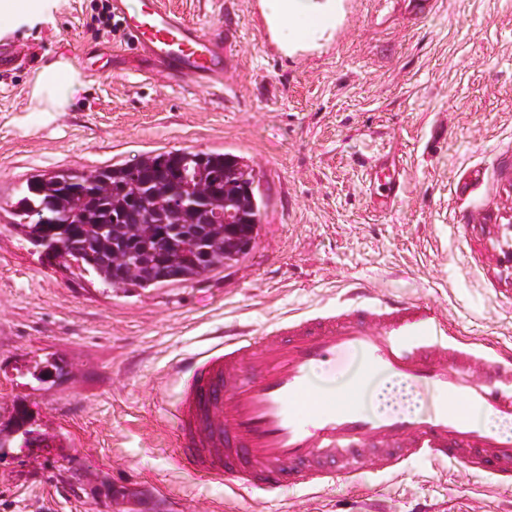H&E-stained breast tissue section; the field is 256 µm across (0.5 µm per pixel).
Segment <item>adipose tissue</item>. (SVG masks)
I'll use <instances>...</instances> for the list:
<instances>
[{
  "label": "adipose tissue",
  "mask_w": 512,
  "mask_h": 512,
  "mask_svg": "<svg viewBox=\"0 0 512 512\" xmlns=\"http://www.w3.org/2000/svg\"><path fill=\"white\" fill-rule=\"evenodd\" d=\"M266 18L278 20V39L284 46L318 45L330 39L338 22L336 0H261ZM74 78L61 60L49 62L38 74L33 99L39 111L56 112L67 104ZM373 406L381 412L408 411L422 405L417 393L397 380L380 383L372 396Z\"/></svg>",
  "instance_id": "ef3b65f1"
}]
</instances>
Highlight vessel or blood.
<instances>
[{"mask_svg": "<svg viewBox=\"0 0 512 512\" xmlns=\"http://www.w3.org/2000/svg\"><path fill=\"white\" fill-rule=\"evenodd\" d=\"M126 43L172 80L223 90L229 67L222 28H206L161 0H112ZM17 40L0 37V71L20 63ZM379 212L400 191L395 165L374 163ZM359 351L362 368L336 390L314 386L310 369ZM182 382L175 408L176 459L203 477L230 479L234 493L276 492L334 481L356 486L364 462L396 473L413 459L454 463L512 489V440L478 427L481 410L512 419V346L466 339L423 301L354 284L335 307L294 315L261 335L233 328L207 351L173 367ZM395 376L427 397L424 411L379 415L368 383Z\"/></svg>", "mask_w": 512, "mask_h": 512, "instance_id": "1", "label": "vessel or blood"}]
</instances>
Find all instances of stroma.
I'll use <instances>...</instances> for the list:
<instances>
[{"label":"stroma","instance_id":"1","mask_svg":"<svg viewBox=\"0 0 512 512\" xmlns=\"http://www.w3.org/2000/svg\"><path fill=\"white\" fill-rule=\"evenodd\" d=\"M163 2L234 30L223 94L146 74L110 33L104 0L0 15V35L26 53L0 72V512H512V491L419 460L370 472L357 491L235 495L177 462L170 374L225 325L259 331L355 282L512 344L497 232L512 220V0H437L425 17L403 0H343L332 40L292 55L269 50L260 0ZM85 50L102 77L75 72L68 104L37 111L42 66ZM182 149L243 156L260 180L258 236L237 263L193 282L109 287L45 266L14 227L33 175ZM387 157L402 189L383 215L369 168ZM476 167L479 185L459 194ZM51 363L63 376L34 380ZM20 409L30 433L61 444L23 447L11 430Z\"/></svg>","mask_w":512,"mask_h":512}]
</instances>
